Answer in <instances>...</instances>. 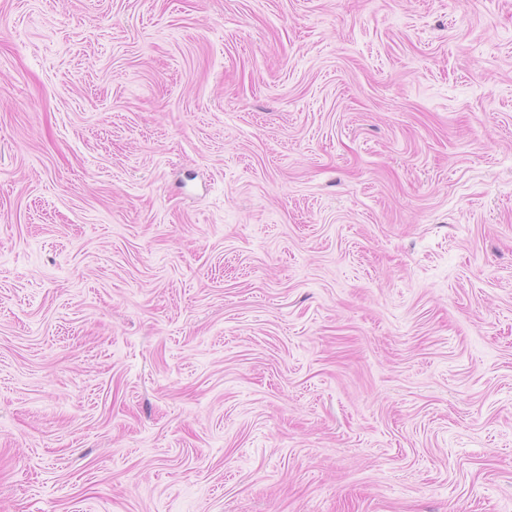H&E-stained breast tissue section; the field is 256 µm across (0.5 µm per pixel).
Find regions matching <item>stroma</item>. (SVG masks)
I'll list each match as a JSON object with an SVG mask.
<instances>
[{
	"instance_id": "stroma-1",
	"label": "stroma",
	"mask_w": 512,
	"mask_h": 512,
	"mask_svg": "<svg viewBox=\"0 0 512 512\" xmlns=\"http://www.w3.org/2000/svg\"><path fill=\"white\" fill-rule=\"evenodd\" d=\"M0 512H512V0H0Z\"/></svg>"
}]
</instances>
